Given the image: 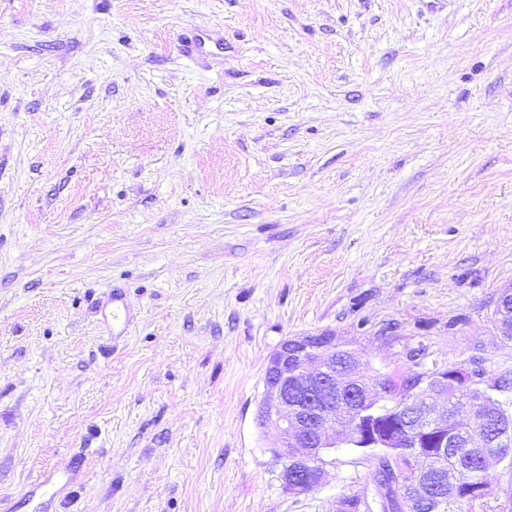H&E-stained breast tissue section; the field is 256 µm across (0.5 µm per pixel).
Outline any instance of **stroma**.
Here are the masks:
<instances>
[{"label": "stroma", "mask_w": 512, "mask_h": 512, "mask_svg": "<svg viewBox=\"0 0 512 512\" xmlns=\"http://www.w3.org/2000/svg\"><path fill=\"white\" fill-rule=\"evenodd\" d=\"M426 3L0 0V512L77 453L53 512H339L374 460L293 495L258 424L288 337L512 380V0ZM112 305L105 318V324L112 336H123L130 327V319L127 316L126 305L122 294L112 293Z\"/></svg>", "instance_id": "1"}]
</instances>
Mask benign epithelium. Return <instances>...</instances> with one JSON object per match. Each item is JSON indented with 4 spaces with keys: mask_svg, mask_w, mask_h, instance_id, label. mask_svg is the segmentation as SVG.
Listing matches in <instances>:
<instances>
[{
    "mask_svg": "<svg viewBox=\"0 0 512 512\" xmlns=\"http://www.w3.org/2000/svg\"><path fill=\"white\" fill-rule=\"evenodd\" d=\"M347 346L331 334L295 336L284 339L270 354L263 379V396L258 418L273 423L280 431V444L271 449L283 462L282 481L291 494H306L319 487L325 478L324 459L329 448H392L396 436L377 428V415L369 404L385 396L384 382L369 388L360 359L354 350L341 368H336V353ZM475 363L454 367H421L412 374L404 394L406 414L413 420L412 434L430 442L426 458L443 457L448 445L480 457L504 460L512 455L506 444L512 440L511 426H498V431L485 436L492 425L493 413L480 406H470L461 413L448 414V398L466 400L473 392L502 397L512 390L495 379L488 381L477 375ZM355 392L353 420L328 435L330 421L336 418V396ZM481 444H473L474 437ZM420 456L408 455L398 460L391 470L376 467L377 480L388 483L405 495L404 512H417L428 504L434 492L433 481L426 477L428 467H417ZM456 485L463 496L484 494L487 486L467 469L456 471Z\"/></svg>",
    "mask_w": 512,
    "mask_h": 512,
    "instance_id": "benign-epithelium-1",
    "label": "benign epithelium"
}]
</instances>
